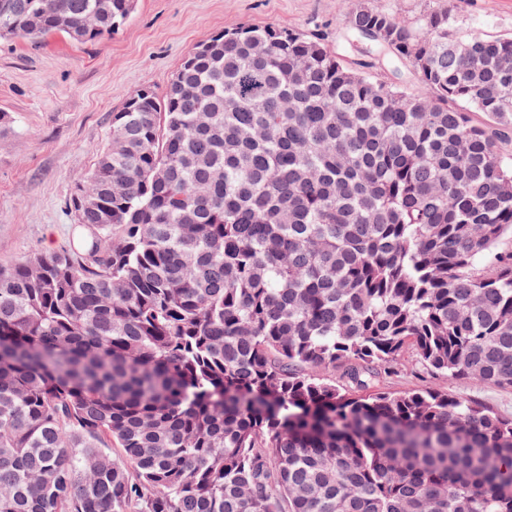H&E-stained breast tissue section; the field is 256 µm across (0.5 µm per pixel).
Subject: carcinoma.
<instances>
[{
  "label": "carcinoma",
  "mask_w": 512,
  "mask_h": 512,
  "mask_svg": "<svg viewBox=\"0 0 512 512\" xmlns=\"http://www.w3.org/2000/svg\"><path fill=\"white\" fill-rule=\"evenodd\" d=\"M12 2L33 43L137 7ZM347 18L415 89L220 31L112 114L90 242L0 270V512H512V418L388 388L410 351L512 390V39Z\"/></svg>",
  "instance_id": "carcinoma-1"
}]
</instances>
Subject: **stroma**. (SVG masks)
Here are the masks:
<instances>
[{
	"label": "stroma",
	"mask_w": 512,
	"mask_h": 512,
	"mask_svg": "<svg viewBox=\"0 0 512 512\" xmlns=\"http://www.w3.org/2000/svg\"><path fill=\"white\" fill-rule=\"evenodd\" d=\"M363 4L411 25L447 8L461 32L512 37V0H138L109 39H1L0 268L82 236L69 202L109 142L113 112L139 90L163 91L192 47L240 24L269 25L324 38L354 64L347 13ZM447 389L512 418V390L475 380Z\"/></svg>",
	"instance_id": "1"
}]
</instances>
